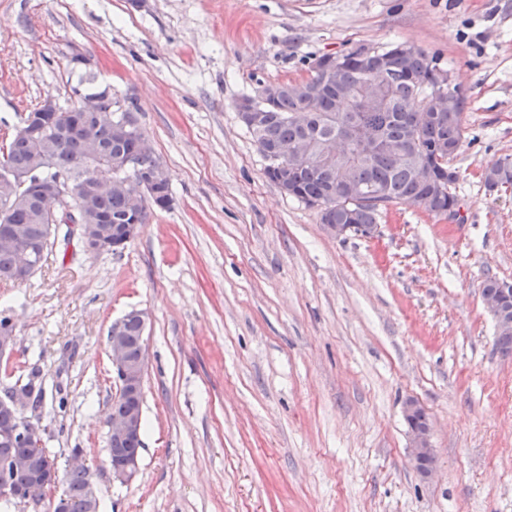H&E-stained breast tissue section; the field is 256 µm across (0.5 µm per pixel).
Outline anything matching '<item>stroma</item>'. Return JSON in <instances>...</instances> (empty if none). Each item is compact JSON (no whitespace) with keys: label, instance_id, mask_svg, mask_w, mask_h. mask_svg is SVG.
Here are the masks:
<instances>
[{"label":"stroma","instance_id":"35a3bbf8","mask_svg":"<svg viewBox=\"0 0 512 512\" xmlns=\"http://www.w3.org/2000/svg\"><path fill=\"white\" fill-rule=\"evenodd\" d=\"M396 42L437 56L464 94L460 218L384 209L375 237L329 236L288 197L236 104L308 62ZM92 60L172 180L118 252L56 241L26 283L0 282L18 331L0 391L39 366L59 471L83 451L99 512H512V356L482 298L512 282V0H0V147ZM146 315L143 447L107 470L118 382L107 338ZM432 426L422 479L404 418Z\"/></svg>","mask_w":512,"mask_h":512}]
</instances>
